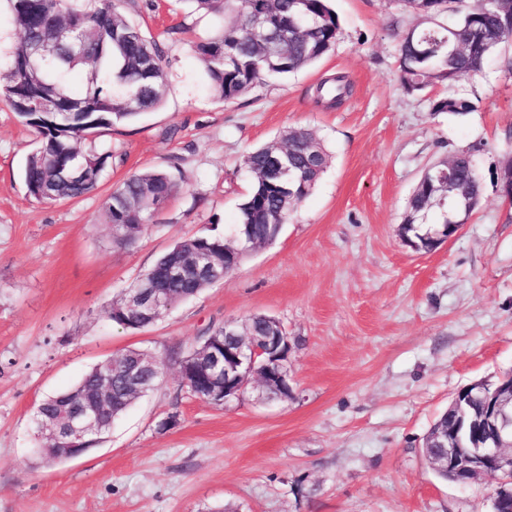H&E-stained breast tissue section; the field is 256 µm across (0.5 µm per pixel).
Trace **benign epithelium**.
Segmentation results:
<instances>
[{
    "mask_svg": "<svg viewBox=\"0 0 512 512\" xmlns=\"http://www.w3.org/2000/svg\"><path fill=\"white\" fill-rule=\"evenodd\" d=\"M286 155L273 158V176L290 184L295 182L294 173L285 162ZM467 219L449 220L448 227L430 238L437 244L448 241L466 224ZM237 245L224 244V261H217L206 251L195 253L191 263L180 259L172 261L167 268L168 277L180 279L191 273L209 283L223 278L239 265L244 255L263 243L252 240L246 229L235 233ZM125 308L144 322H153L162 313L172 308L169 293L152 282H142L126 290ZM225 340H206L196 353L184 358V366L197 382V398L205 400L221 392L224 401L240 398L250 388H259L261 395L275 389L283 399L288 398V354L289 337L273 317H265V331L255 334L250 328H241L235 322L224 323ZM152 366L149 359L137 358L124 368L129 384L140 387L141 373ZM112 391L104 384L87 391L81 403L56 418L40 421V435L53 443L46 452H60L68 458L82 455L88 443L99 441L98 431L104 426L103 416L108 410ZM480 448H450L448 433L440 436L437 447L432 449L430 462L446 466L454 472L456 483L467 485L482 475L498 476L502 460L512 454V411L506 412L497 403L486 418V429L481 434ZM512 480L502 479L493 499V512H512Z\"/></svg>",
    "mask_w": 512,
    "mask_h": 512,
    "instance_id": "obj_1",
    "label": "benign epithelium"
}]
</instances>
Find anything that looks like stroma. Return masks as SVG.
I'll return each instance as SVG.
<instances>
[{"instance_id":"35a3bbf8","label":"stroma","mask_w":512,"mask_h":512,"mask_svg":"<svg viewBox=\"0 0 512 512\" xmlns=\"http://www.w3.org/2000/svg\"><path fill=\"white\" fill-rule=\"evenodd\" d=\"M341 31L315 66L237 100L216 99L192 40L216 26L187 0H124L127 20L163 52V105L99 129L112 163L74 200L28 195L22 169L37 135L0 101V512H491L496 480L436 477L422 448L461 389L512 372V205L498 192L512 154V44L480 78L406 94L392 26L397 0H332ZM350 95L317 101L324 78ZM455 93L477 105L434 113ZM290 127L313 130L330 158L278 238L138 331L108 317L113 300L177 241L232 236L251 187L244 157ZM469 150L483 195L461 231L429 252L399 228L423 168ZM168 172L176 189L127 245L101 222L129 175ZM279 319L291 341L292 392L223 405L182 385L179 360L224 322ZM130 348L165 362L155 389L85 455L42 462V399ZM177 423L159 424L168 415Z\"/></svg>"}]
</instances>
